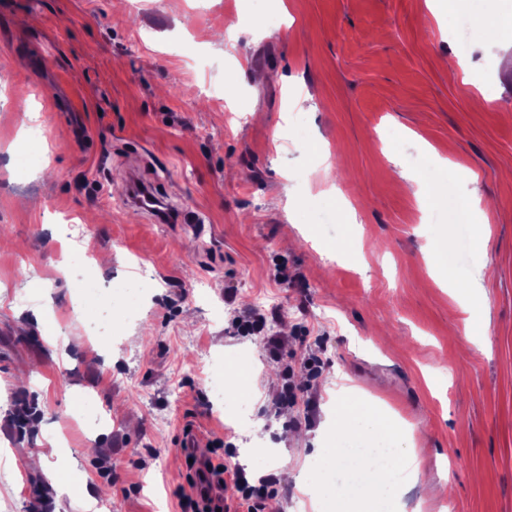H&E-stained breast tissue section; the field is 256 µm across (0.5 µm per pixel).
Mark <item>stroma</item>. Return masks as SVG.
I'll use <instances>...</instances> for the list:
<instances>
[{
    "label": "stroma",
    "instance_id": "stroma-1",
    "mask_svg": "<svg viewBox=\"0 0 512 512\" xmlns=\"http://www.w3.org/2000/svg\"><path fill=\"white\" fill-rule=\"evenodd\" d=\"M268 6L274 32L252 29V0H0V512H181L189 428L212 466L274 475L267 502L312 512L295 475L326 460L341 406L411 431L425 477L406 512H512V48L494 46L512 0H467L455 40L426 0ZM26 112L44 165L21 173ZM132 174L204 233L128 207ZM443 241L444 282L424 258ZM75 252L105 286L148 270L138 311L79 301ZM476 279L485 312L460 300ZM259 296L275 358L234 327ZM309 347L316 408L281 415ZM223 370L266 465L208 392ZM38 455L47 476L24 465Z\"/></svg>",
    "mask_w": 512,
    "mask_h": 512
}]
</instances>
